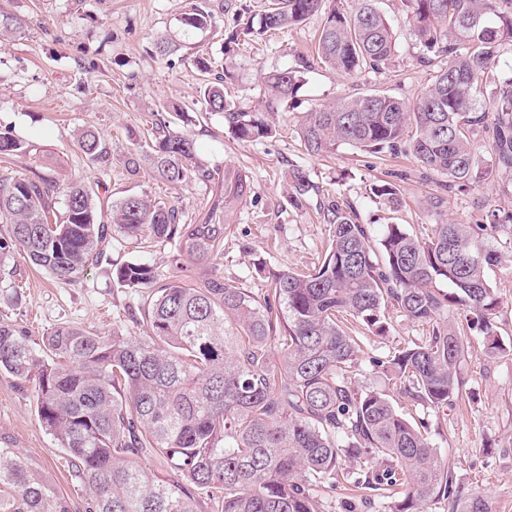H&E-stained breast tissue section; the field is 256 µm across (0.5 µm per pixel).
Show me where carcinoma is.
I'll return each instance as SVG.
<instances>
[{
    "label": "carcinoma",
    "mask_w": 512,
    "mask_h": 512,
    "mask_svg": "<svg viewBox=\"0 0 512 512\" xmlns=\"http://www.w3.org/2000/svg\"><path fill=\"white\" fill-rule=\"evenodd\" d=\"M329 0H270L259 29L234 17L229 42L282 30L323 11L316 46L319 62L348 75L378 71L391 59V26L375 0H358L353 12L325 8ZM419 42L442 67L409 103L384 92L321 105L305 113L299 137L310 155L342 145L378 153L407 147L426 169L450 185L484 183L512 169V77L495 84L494 115L476 106L490 82L500 47L512 44V0H406ZM217 12L208 0H187L182 23L211 28ZM22 29V19L0 9V40ZM307 62L267 76L268 107L288 108ZM208 112L242 141L270 136L262 112H247L224 94L216 74L201 89ZM412 137L404 138L408 128ZM147 156L154 175L183 187L211 174L196 158L190 138L165 120ZM491 132L495 154L487 167L475 143ZM87 160L111 155L99 134L79 140ZM25 149L11 131H0V155ZM289 201L299 206L314 185L296 168ZM246 175L224 171L220 193L194 224L146 194L130 195L102 213L92 192L75 181L59 187L41 177L0 179V254L18 250L60 283H70L98 262L112 230L131 243L150 239L176 246L179 260L211 266L197 285L182 279L158 284L151 266L131 261L113 281L144 298L142 336L101 335L70 324L42 338L36 351L27 332L0 323V373L35 383L36 411L44 430L66 453L84 492L85 512H195V495L212 512H320L318 492L343 483L387 499L384 512H428L446 502L451 512H494L491 501L469 492L453 467L440 462L424 421L400 413L378 390H360L350 376L362 337L353 320L374 336L389 332L394 309L427 327L424 340L390 352L381 361L400 389L424 406L440 408L463 396L458 368L465 356L460 329L441 320L452 309L467 328H479L485 349L501 354L496 334L498 293L486 269L502 260L492 241L499 215L482 224L446 221L420 239L404 225H386L379 246L346 201L324 212L330 242L307 272L267 267L263 298L224 280L213 264L224 255L227 213L247 202ZM372 194L397 204L388 181ZM65 196L64 212L56 207ZM446 281L444 292L437 283ZM281 352L277 361L270 350ZM165 459L179 481L170 483L141 463ZM378 459L381 470L354 466ZM0 512H70L51 476L20 449L0 443Z\"/></svg>",
    "instance_id": "1"
}]
</instances>
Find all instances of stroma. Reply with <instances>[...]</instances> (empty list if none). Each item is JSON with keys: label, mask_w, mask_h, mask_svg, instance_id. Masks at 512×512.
Masks as SVG:
<instances>
[{"label": "stroma", "mask_w": 512, "mask_h": 512, "mask_svg": "<svg viewBox=\"0 0 512 512\" xmlns=\"http://www.w3.org/2000/svg\"><path fill=\"white\" fill-rule=\"evenodd\" d=\"M183 5V0H12L11 9L25 25L0 49V129H12L26 149L0 156V176L38 175L61 186L79 180L94 189L105 207L128 195L147 194L192 222L205 211L216 184L196 181L175 189L157 180L149 167L133 178L125 169L128 153L147 150L166 105L177 103L186 113L170 129L193 139L204 168L214 173L228 167L242 170L254 185L253 197L234 214L224 237L219 268L225 280L255 295L267 286L255 269L256 260L299 272L318 263L330 229L320 205L339 197L354 207L375 240L393 222L424 239L445 219L473 224L492 211L505 220L495 247L512 251V172L466 191L449 188L446 175L423 168L402 150L369 155L343 145L335 154L310 156L301 144L298 125L312 107L374 89L410 101L430 83L434 70L421 61L424 51L405 0H378L395 35L393 56L381 72L348 76L315 64L304 73L294 110L272 113V137L255 142L236 139L221 114L198 107L200 76L193 58L217 61L230 73L225 94L248 110L266 111V75L295 65L299 55L313 50L323 13L266 40L229 47L223 27L184 26ZM162 37L177 45L178 62L148 57V49ZM87 129L99 132L111 146L107 166L90 164L81 152L79 137ZM296 167L318 189L299 206L291 205L286 193L289 173ZM381 180L396 185L399 208L373 196L371 186ZM101 252L98 263L69 284L34 270L20 253L0 255V322L24 327L36 344L64 324L106 335L115 329L142 335L143 298L114 287L112 270L136 259L151 265L164 283L182 273L173 260L175 249L166 243L136 249L112 232ZM488 277L500 297L496 333L511 347L512 262L492 267ZM389 323L388 335L363 339L352 375L355 385L382 391L407 417L424 419L440 460L453 465L465 487L488 496L495 512H512V355L488 354L482 335L468 331L459 367L463 399L426 408L403 395L374 364L395 348L421 342L426 330L394 310ZM0 435L45 468L70 512H85L66 455L38 421L33 383L0 375Z\"/></svg>", "instance_id": "obj_1"}]
</instances>
